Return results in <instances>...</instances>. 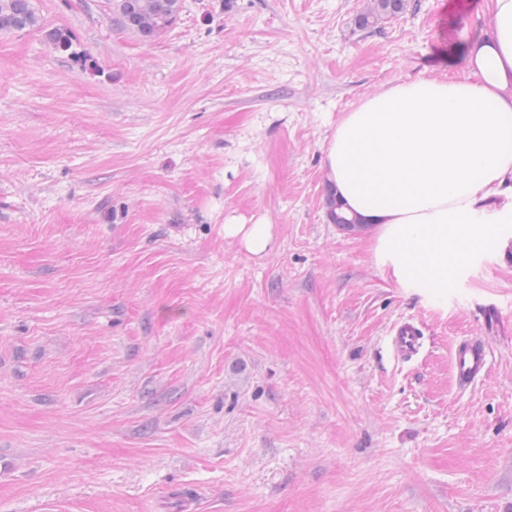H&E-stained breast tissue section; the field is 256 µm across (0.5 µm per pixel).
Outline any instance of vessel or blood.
<instances>
[{"mask_svg": "<svg viewBox=\"0 0 512 512\" xmlns=\"http://www.w3.org/2000/svg\"><path fill=\"white\" fill-rule=\"evenodd\" d=\"M484 315L485 323L480 333L457 340L450 351L452 375L458 388H468L486 376L490 342L506 331L495 304H487ZM422 346L423 331L418 321L405 319L391 328L389 350L394 360L411 361L420 353Z\"/></svg>", "mask_w": 512, "mask_h": 512, "instance_id": "obj_1", "label": "vessel or blood"}]
</instances>
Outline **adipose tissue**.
<instances>
[{"label":"adipose tissue","mask_w":512,"mask_h":512,"mask_svg":"<svg viewBox=\"0 0 512 512\" xmlns=\"http://www.w3.org/2000/svg\"><path fill=\"white\" fill-rule=\"evenodd\" d=\"M486 9L463 77L381 89L337 121L325 150L332 194L375 231L376 265L436 300L512 223V0Z\"/></svg>","instance_id":"adipose-tissue-1"}]
</instances>
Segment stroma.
Returning <instances> with one entry per match:
<instances>
[{
  "label": "stroma",
  "mask_w": 512,
  "mask_h": 512,
  "mask_svg": "<svg viewBox=\"0 0 512 512\" xmlns=\"http://www.w3.org/2000/svg\"><path fill=\"white\" fill-rule=\"evenodd\" d=\"M368 2L181 0L144 43L34 0L73 54L0 34V512H512V337L450 364L484 304L512 323V224L435 301L323 204L337 120L460 72L484 0ZM371 6L357 15L355 26L365 30L374 27L378 21L403 14L408 7V0H371ZM243 241L250 253L257 256L267 254L274 244L270 225L251 224L243 235ZM485 323L480 333L457 340L450 351L453 379L460 389H466L482 380L489 369L490 341L510 332V326L498 317L493 303L484 307ZM390 354L398 362H408L416 357L423 346L421 323L405 319L393 325L390 330Z\"/></svg>",
  "instance_id": "stroma-1"
}]
</instances>
